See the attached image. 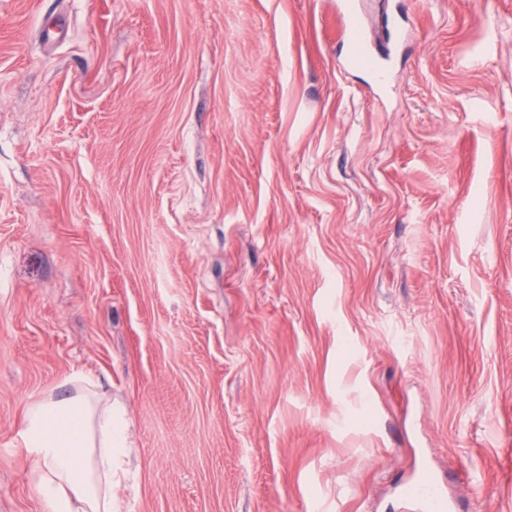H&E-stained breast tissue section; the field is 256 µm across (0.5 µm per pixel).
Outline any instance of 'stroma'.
I'll return each mask as SVG.
<instances>
[{
    "mask_svg": "<svg viewBox=\"0 0 512 512\" xmlns=\"http://www.w3.org/2000/svg\"><path fill=\"white\" fill-rule=\"evenodd\" d=\"M0 0V512L85 371L123 512H512V0ZM408 493L412 497L425 499L431 511L443 512L451 510L443 490L436 485L419 483L411 487Z\"/></svg>",
    "mask_w": 512,
    "mask_h": 512,
    "instance_id": "obj_1",
    "label": "stroma"
}]
</instances>
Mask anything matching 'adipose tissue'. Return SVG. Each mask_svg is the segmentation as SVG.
Listing matches in <instances>:
<instances>
[{
    "label": "adipose tissue",
    "mask_w": 512,
    "mask_h": 512,
    "mask_svg": "<svg viewBox=\"0 0 512 512\" xmlns=\"http://www.w3.org/2000/svg\"><path fill=\"white\" fill-rule=\"evenodd\" d=\"M20 437L45 512H121L124 426L93 375L72 373L32 402Z\"/></svg>",
    "instance_id": "obj_1"
}]
</instances>
